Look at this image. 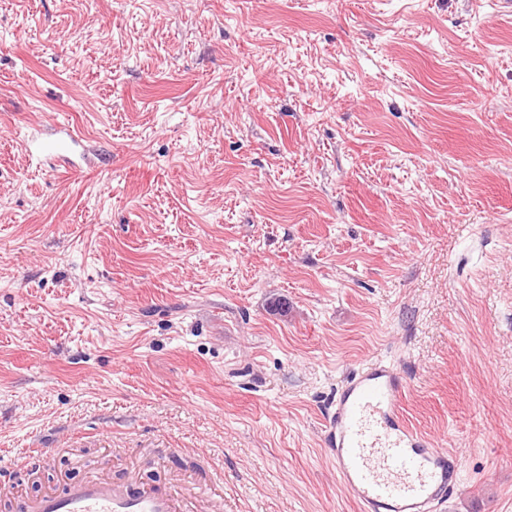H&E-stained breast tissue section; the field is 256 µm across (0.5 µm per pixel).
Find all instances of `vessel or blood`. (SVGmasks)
<instances>
[{"label": "vessel or blood", "mask_w": 512, "mask_h": 512, "mask_svg": "<svg viewBox=\"0 0 512 512\" xmlns=\"http://www.w3.org/2000/svg\"><path fill=\"white\" fill-rule=\"evenodd\" d=\"M52 141L30 133L27 147L64 155L79 135L71 125L55 130ZM402 377L377 361L349 374L333 396L325 436L340 482L363 512H435L460 481L457 456L431 447L399 417ZM22 512H178L166 492L121 489L104 481L70 485L46 495Z\"/></svg>", "instance_id": "1"}]
</instances>
